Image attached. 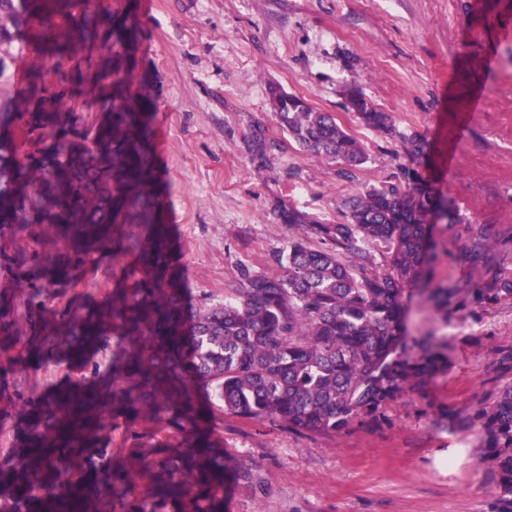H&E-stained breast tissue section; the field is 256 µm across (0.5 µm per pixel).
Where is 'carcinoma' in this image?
<instances>
[{
	"label": "carcinoma",
	"instance_id": "carcinoma-1",
	"mask_svg": "<svg viewBox=\"0 0 512 512\" xmlns=\"http://www.w3.org/2000/svg\"><path fill=\"white\" fill-rule=\"evenodd\" d=\"M130 22L91 0H0V46L41 28L21 113L0 108V234L57 244L11 257L24 313L15 290L1 288L0 345L21 338L28 358L79 374L23 405L28 425L0 457V512H224V480L248 471L215 437L220 416L340 433L425 382L447 347L426 336L414 340L418 358L404 356V293L426 273L440 201L415 167L354 193L345 221L308 225L273 256L279 272L243 275L222 303H192L153 158V99L136 86L121 43L110 59L94 56ZM88 95L100 116L80 131L68 102ZM280 100L282 128L340 160V176L365 162L331 114L297 95ZM349 103L365 126L392 130L390 115L362 95ZM19 116L36 142L22 155L8 136ZM368 246L383 248L385 268L368 267ZM104 254L127 260L109 296L48 306ZM471 292L512 298V279L495 276ZM108 349L110 359L98 361ZM120 419L153 425L121 465L103 435ZM477 419L498 512H512V386ZM161 432L166 441L152 443Z\"/></svg>",
	"mask_w": 512,
	"mask_h": 512
}]
</instances>
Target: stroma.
Wrapping results in <instances>:
<instances>
[{
	"label": "stroma",
	"instance_id": "obj_1",
	"mask_svg": "<svg viewBox=\"0 0 512 512\" xmlns=\"http://www.w3.org/2000/svg\"><path fill=\"white\" fill-rule=\"evenodd\" d=\"M138 20V74L156 103L154 154L194 300L220 303L243 273H271L305 224L343 221L357 188L396 181L407 138L427 143L419 171L448 203L427 281L411 285L408 332L448 342V361L347 431L325 434L224 416V449L250 470L224 483V512H496L481 424L459 417L512 385V299L469 289L512 277V0H105ZM35 59L24 40L0 53V104L18 103ZM331 113L367 160H339L284 132L273 90ZM390 113L366 127L347 95ZM294 210L304 224L285 223ZM457 294L437 307L432 289ZM66 366L0 350V452L32 392Z\"/></svg>",
	"mask_w": 512,
	"mask_h": 512
}]
</instances>
